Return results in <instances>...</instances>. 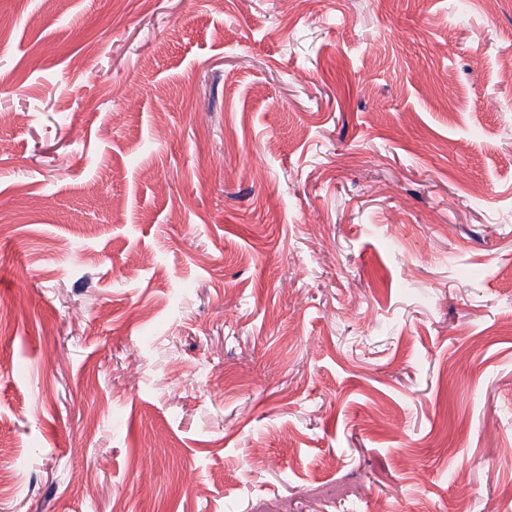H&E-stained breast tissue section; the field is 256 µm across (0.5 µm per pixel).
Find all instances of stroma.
Listing matches in <instances>:
<instances>
[{
    "label": "stroma",
    "instance_id": "35a3bbf8",
    "mask_svg": "<svg viewBox=\"0 0 512 512\" xmlns=\"http://www.w3.org/2000/svg\"><path fill=\"white\" fill-rule=\"evenodd\" d=\"M0 17V512H507L512 0Z\"/></svg>",
    "mask_w": 512,
    "mask_h": 512
}]
</instances>
